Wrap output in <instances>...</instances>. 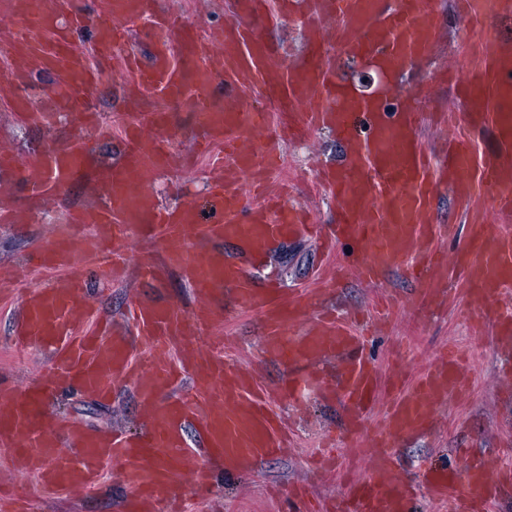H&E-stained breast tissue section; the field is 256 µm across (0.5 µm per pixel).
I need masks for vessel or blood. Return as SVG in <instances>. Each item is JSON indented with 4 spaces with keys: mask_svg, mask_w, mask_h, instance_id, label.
Returning a JSON list of instances; mask_svg holds the SVG:
<instances>
[{
    "mask_svg": "<svg viewBox=\"0 0 512 512\" xmlns=\"http://www.w3.org/2000/svg\"><path fill=\"white\" fill-rule=\"evenodd\" d=\"M300 3L307 19L306 51L280 70L251 26L252 20L266 18L267 0H242L250 23L229 21L204 39L174 18L151 16L149 0H113V22L98 23L93 54L101 58L123 41L122 22L147 17L153 27L166 30L150 64L140 65L129 55L125 66L134 74L136 89H156L196 114L222 218L200 223L193 204L164 208L148 190V173L171 161L163 139L167 113L154 114L147 126L123 127L127 149L121 162L97 172L100 203L64 214L39 254L40 267L63 272V279L31 287L15 322L17 345L47 350L51 375L21 392L0 385V447L24 458L42 485L89 486L108 466L120 471L130 489L125 512H152L163 494L169 512H182L180 485L188 480L205 490L209 459L238 470L285 446L252 375L197 343V336L214 324L207 306L188 313L174 304L136 303L131 318L148 352L142 359L131 355L122 333L106 325L88 327L87 295L74 271L96 260L103 278H123L124 267L112 261V246L136 227L156 236L166 262L181 271L199 297L224 287L258 309L265 327L262 352L268 358L340 360L347 430L365 443L361 453L369 476L336 501L334 512H408L415 486L396 476L392 441L427 431L438 405L462 393L466 376L460 359L440 354L410 392L394 396L381 428L367 433L365 414L376 402L379 381L353 323L325 313L304 324L297 297L257 290L245 267L215 247L217 241L233 240L247 256L259 257L284 237L309 231L306 211L289 204L287 194L268 197L261 191L280 167L287 134L328 128L344 141L346 164L322 174L340 212L329 240L354 244L353 268L363 280L378 282L388 268L403 263L418 284L413 307L449 304L465 292L474 315L492 318L497 346L512 348V310L502 305L512 290V46L479 43L461 83L473 104L471 121L494 128L497 149L475 154L459 128L461 116L451 112L442 117L448 151L435 163L417 138L419 114L412 94L403 96L399 112H389L380 98L337 84L324 53V23L330 20L348 54L399 76L425 60L438 39L432 0H280L279 7L289 13ZM456 8L488 27L512 15V0H457ZM83 26L77 14L70 30H62L43 0H0V46L10 60L11 82L23 83L43 68L60 76L38 110H30L26 98H15L18 117L49 132L63 118L79 127L95 123L86 93L100 72L75 46L74 34ZM217 79L275 93L281 104L278 134H271L268 114L244 111L240 101H227L223 111H214L206 91ZM90 164V150L79 139H50L22 157L0 151V171L31 187L38 202L65 188ZM440 183L462 200L471 201L477 191L484 198L473 204L468 241L452 257L437 247L455 231L434 218L431 195ZM492 214L497 223H489ZM58 381L98 397L111 395L115 382L131 383L151 408L146 431L95 435L49 418L43 401ZM190 428L198 436L193 446L186 438ZM67 447L75 449V456L64 455ZM511 479V469L470 456L459 471L426 470L420 485L434 501H451L452 512H489L496 488Z\"/></svg>",
    "mask_w": 512,
    "mask_h": 512,
    "instance_id": "vessel-or-blood-1",
    "label": "vessel or blood"
}]
</instances>
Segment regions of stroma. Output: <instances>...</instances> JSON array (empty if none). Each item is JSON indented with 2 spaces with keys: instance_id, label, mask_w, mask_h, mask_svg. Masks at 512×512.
<instances>
[{
  "instance_id": "obj_1",
  "label": "stroma",
  "mask_w": 512,
  "mask_h": 512,
  "mask_svg": "<svg viewBox=\"0 0 512 512\" xmlns=\"http://www.w3.org/2000/svg\"><path fill=\"white\" fill-rule=\"evenodd\" d=\"M158 11L179 14L184 22L203 32L238 18V0H152ZM441 28L440 38L427 60L415 66L397 81L377 79L376 68L347 57L331 32L333 23H326L330 35L326 40V59L344 84L361 93H385L394 102L403 92L415 95L418 112L423 116L419 134L431 153L444 148L445 132L438 123L442 112L467 113L468 107L458 99L451 78L465 72L467 50L458 45L455 32L461 21L456 13V0H433ZM130 39L118 46L115 59L104 65L100 81L88 92V106L100 114L103 128L93 126L77 129L62 123L55 134L61 139L81 138L91 149L97 165H109L119 156L117 136L130 119L148 120L152 113L170 116L165 130L174 162L166 170L152 172L147 185L159 204L173 208L193 202L202 223L216 221L218 205L212 199L207 183L206 160H194L198 127L192 113L182 111L162 93L150 90L138 99H130V74L122 72L119 57L137 53L142 62H149L158 36L148 20L129 25ZM256 34L274 49L272 61L287 66L304 49V33L299 15L278 16L258 24ZM59 80L58 75L37 72L22 85L0 82V150L24 153L39 146L48 136L42 129L18 121L13 108L14 96L28 99L38 106L45 93ZM285 171L295 185L294 203L308 207L317 223L333 224L338 220V207L331 195L316 185L318 171L324 166L344 163L345 148L333 132L315 130L285 141ZM100 195L95 188V171L87 169L83 178L73 182L49 203L37 205L29 198L24 185L12 184L10 191H0V205L16 210L21 220L16 224L0 223V283L9 278L12 269L30 266L31 282H50L56 274L34 266L32 257L37 247L49 239L55 214L61 208L88 207ZM466 202L447 188H438L433 199L438 223L456 225V233L440 241L442 251L455 253L465 243ZM129 259L127 274L119 282H105L91 276L88 292L93 298L92 315L99 320L120 321L133 301L161 299L193 311L199 298L176 270L161 266V251L155 241L137 234L118 246ZM143 254L159 269L155 279H142L133 259ZM330 262L318 243L308 237L290 236L276 243L264 261L249 265L257 284L276 279L282 292L300 297L303 313L312 316L325 307L353 316L380 293L398 296L399 302L383 327H370L367 352L378 366L382 377H389L393 368H401L405 378L401 392H409L444 345L466 349L470 353L469 389L460 397L448 400L437 410L433 429L396 439L394 447L401 463V475L420 479V469L433 464L461 469L460 449L470 448L490 454L512 468V436L505 435L512 427V379L500 368L502 351L491 340V322L472 316L468 298L435 310H417L408 303L415 284L398 267L386 271L379 285L372 286L350 271H343L339 281L329 276ZM26 293L18 287L0 293V381L24 385L39 377L48 354L32 346L14 351L11 338L13 317ZM215 326L212 335L203 337L206 345L219 347L230 365L250 370L266 389L275 391L273 409L294 436V443L279 456L257 462L248 469L225 471L223 465H212V479L206 494L190 486H182L181 494L187 512H302L294 494L305 487L310 497L320 501L346 494L349 486L367 477L363 458L351 449L343 434V410L334 388L337 377L335 362L317 360L313 363L290 364L263 357L259 348L264 332L257 311L243 306L225 290H217L211 300ZM315 369L330 387L322 393L312 389L302 392L299 400L282 396L281 388L289 376H302ZM46 413L66 421H77L88 430L102 433L115 427L138 433L148 422V410L133 386L119 384L111 399L101 400L91 394L62 388L44 406ZM334 437L342 450L343 472L332 476L315 469L318 442ZM0 488L18 499V512H122L121 505L129 489L119 471H108L94 489L46 488L31 476L26 463L0 448Z\"/></svg>"
}]
</instances>
